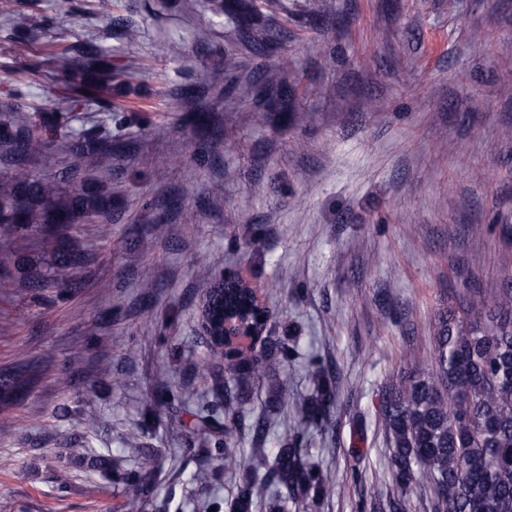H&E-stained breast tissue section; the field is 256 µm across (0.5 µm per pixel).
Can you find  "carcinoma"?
I'll list each match as a JSON object with an SVG mask.
<instances>
[{
    "label": "carcinoma",
    "mask_w": 512,
    "mask_h": 512,
    "mask_svg": "<svg viewBox=\"0 0 512 512\" xmlns=\"http://www.w3.org/2000/svg\"><path fill=\"white\" fill-rule=\"evenodd\" d=\"M215 12L224 14L234 36L224 56V95L249 104L274 118L288 111L294 95L288 82L274 74L261 79L246 71L251 55L267 58L270 70L282 68L283 47L270 44L273 33L288 22L282 0H224ZM12 31V52L21 70L35 73L48 64L63 88L65 107H55L32 120L17 102L21 92L10 89L0 106V164L10 170L11 192L0 201V227L4 231L54 226L69 234L79 224H95L108 241L112 225L102 218L112 211V185L98 177L89 158L112 153V139L68 140L70 112L94 104L110 111L105 96L112 82V56L81 42L70 45L45 61L25 59L34 31L41 30L45 44L54 38L27 13L7 18ZM38 148L64 152L68 160L55 176H39L33 167ZM82 261L75 250L58 253L51 276L34 265L24 271L31 288L51 280L59 288L70 286L74 267ZM254 302L252 288H224V306ZM253 325L263 337L260 354H238L227 374L223 327L213 328L208 345L212 364L203 375L209 379L214 404L195 420L203 433L224 434V465L238 471L236 493L229 512H290V508L315 507L329 495L332 480L318 456L301 447L313 429L322 428L336 407L333 380L320 359L305 361L311 390L293 397L298 416H283L278 446L266 448L270 425L264 415L245 424L241 381H262L279 366L300 358L295 336H270L253 314ZM428 372L391 380L385 387L378 427L383 431L388 455L386 466L392 486L378 489L359 503V512H409L417 498L431 512H512V289L499 293L483 314L462 307L442 309L432 325L430 346L424 351ZM198 467L192 479L213 487L219 468L210 463V451L198 450ZM160 474L157 455L138 447L133 474L123 479V494L133 504L145 501Z\"/></svg>",
    "instance_id": "obj_1"
}]
</instances>
